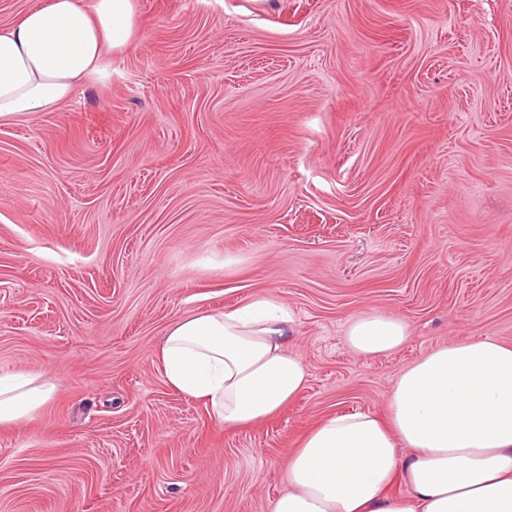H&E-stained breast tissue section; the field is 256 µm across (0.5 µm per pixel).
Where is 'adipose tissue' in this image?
Listing matches in <instances>:
<instances>
[{
    "instance_id": "adipose-tissue-1",
    "label": "adipose tissue",
    "mask_w": 512,
    "mask_h": 512,
    "mask_svg": "<svg viewBox=\"0 0 512 512\" xmlns=\"http://www.w3.org/2000/svg\"><path fill=\"white\" fill-rule=\"evenodd\" d=\"M133 0H47L0 23V121L57 109L90 79H107L110 54L133 42ZM295 320L268 296L171 325L157 359L170 387L202 401L221 424L279 412L305 386L288 350ZM407 324L356 316L347 344L367 356L405 342ZM56 386L41 372L0 376V425L29 418ZM408 456H400V449ZM403 478L407 492L389 487ZM270 512H512V346L453 343L399 372L387 419L333 414L301 440Z\"/></svg>"
}]
</instances>
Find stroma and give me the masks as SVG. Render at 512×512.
<instances>
[{"mask_svg": "<svg viewBox=\"0 0 512 512\" xmlns=\"http://www.w3.org/2000/svg\"><path fill=\"white\" fill-rule=\"evenodd\" d=\"M112 76L0 123V512H270L325 416L437 347L512 345V0H133ZM269 295L308 372L243 427L170 388L167 328ZM364 312L408 340L345 344ZM55 389L54 382L41 372L0 376V425L26 420L52 399Z\"/></svg>", "mask_w": 512, "mask_h": 512, "instance_id": "obj_1", "label": "stroma"}]
</instances>
